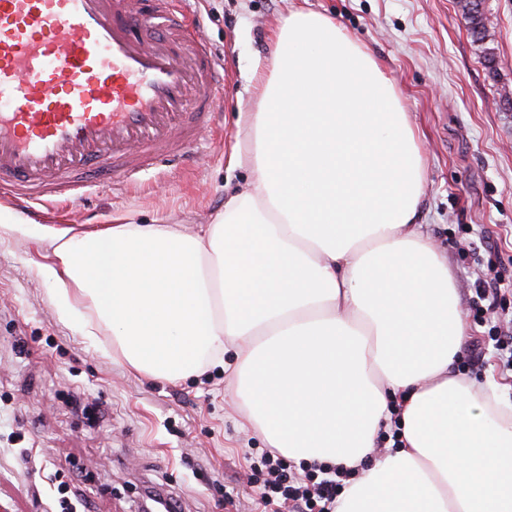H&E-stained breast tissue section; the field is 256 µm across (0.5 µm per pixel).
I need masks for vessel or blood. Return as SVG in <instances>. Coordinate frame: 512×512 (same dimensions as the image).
I'll use <instances>...</instances> for the list:
<instances>
[{
    "label": "vessel or blood",
    "instance_id": "obj_1",
    "mask_svg": "<svg viewBox=\"0 0 512 512\" xmlns=\"http://www.w3.org/2000/svg\"><path fill=\"white\" fill-rule=\"evenodd\" d=\"M183 0H0V189L60 205L183 154L224 98Z\"/></svg>",
    "mask_w": 512,
    "mask_h": 512
}]
</instances>
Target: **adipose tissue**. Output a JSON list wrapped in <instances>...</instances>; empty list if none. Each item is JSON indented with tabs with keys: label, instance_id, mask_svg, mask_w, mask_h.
Here are the masks:
<instances>
[{
	"label": "adipose tissue",
	"instance_id": "1",
	"mask_svg": "<svg viewBox=\"0 0 512 512\" xmlns=\"http://www.w3.org/2000/svg\"><path fill=\"white\" fill-rule=\"evenodd\" d=\"M274 35L253 177L211 223L33 231L0 205V240L42 249L58 319L109 331L130 371L223 369L268 447L356 469L335 512H512V384L456 369L470 327L415 222L424 166L400 92L323 14L291 11ZM394 424L398 448L375 457Z\"/></svg>",
	"mask_w": 512,
	"mask_h": 512
}]
</instances>
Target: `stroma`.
<instances>
[{
  "instance_id": "obj_1",
  "label": "stroma",
  "mask_w": 512,
  "mask_h": 512,
  "mask_svg": "<svg viewBox=\"0 0 512 512\" xmlns=\"http://www.w3.org/2000/svg\"><path fill=\"white\" fill-rule=\"evenodd\" d=\"M199 34L224 67L220 128L188 146L192 163L158 164L133 187L94 182L67 206L38 208V224L93 229L123 215L138 224L210 223L246 187L244 113L253 70L289 10L343 25L395 82L423 145L417 215L448 258L471 336L478 272L512 274V0H485L496 71L488 73L456 0H189ZM33 245L0 241V512H61L50 475L85 512H140L146 493L180 512H262L253 469L263 438L221 369L177 380L129 371L109 332L90 339L58 321Z\"/></svg>"
}]
</instances>
